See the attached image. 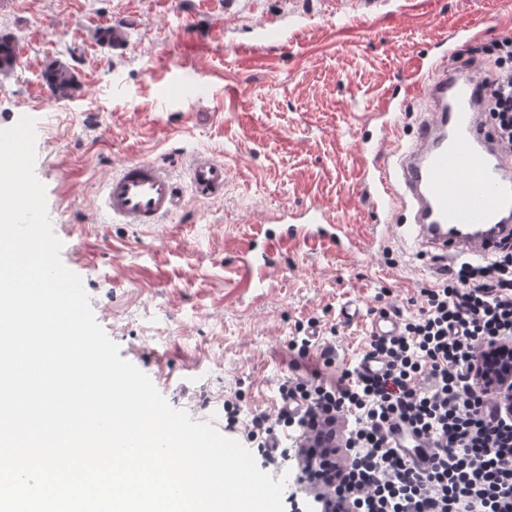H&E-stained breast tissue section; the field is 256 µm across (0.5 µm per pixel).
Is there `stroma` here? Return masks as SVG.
<instances>
[{
	"label": "stroma",
	"mask_w": 512,
	"mask_h": 512,
	"mask_svg": "<svg viewBox=\"0 0 512 512\" xmlns=\"http://www.w3.org/2000/svg\"><path fill=\"white\" fill-rule=\"evenodd\" d=\"M108 26L121 44L98 41ZM0 30L19 59L0 75V129L36 122L35 174L62 262L120 357L172 407L220 429L225 399L273 415L279 383L310 376L288 349L298 326L317 323L332 379L362 358L376 310L418 311L433 261L380 223L364 183L379 158L362 147L378 136L369 115L399 104L396 135L413 137L420 106L403 96L419 58L512 39V0H386L374 18L351 0H0ZM54 61L76 76L69 99L43 80ZM199 153L227 166L223 197L195 198ZM137 159L184 191L148 231L99 211L104 183ZM312 201L347 224L350 243L282 246L264 287L239 288L261 218ZM350 302L362 315L347 323Z\"/></svg>",
	"instance_id": "obj_1"
}]
</instances>
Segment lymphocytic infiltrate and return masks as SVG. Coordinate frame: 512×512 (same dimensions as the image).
Returning a JSON list of instances; mask_svg holds the SVG:
<instances>
[{
	"instance_id": "1",
	"label": "lymphocytic infiltrate",
	"mask_w": 512,
	"mask_h": 512,
	"mask_svg": "<svg viewBox=\"0 0 512 512\" xmlns=\"http://www.w3.org/2000/svg\"><path fill=\"white\" fill-rule=\"evenodd\" d=\"M486 107L512 148V42L496 46ZM418 313L368 352L383 372L320 373L279 385L276 419L225 401L228 426L243 424L268 462L290 456L333 480L330 496L353 512H512V418L476 381L480 352L512 340V245L484 262H462L422 289ZM405 427L432 448L416 469L392 444Z\"/></svg>"
}]
</instances>
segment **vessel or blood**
I'll use <instances>...</instances> for the list:
<instances>
[{
	"instance_id": "vessel-or-blood-1",
	"label": "vessel or blood",
	"mask_w": 512,
	"mask_h": 512,
	"mask_svg": "<svg viewBox=\"0 0 512 512\" xmlns=\"http://www.w3.org/2000/svg\"><path fill=\"white\" fill-rule=\"evenodd\" d=\"M486 92L482 60L421 61L405 91L425 104L416 138L396 142L381 165L364 172L376 210L387 217L393 202H401L409 214L404 240L444 261L482 259L512 239V151L500 144L484 110ZM189 179L194 195L206 201L223 195L226 170L200 155ZM181 202L177 182L155 162L134 160L105 183L102 210L113 222L151 227ZM266 221L286 230L265 233L259 259L243 266L241 287H263L274 251L287 241L308 246L347 234L316 202L297 212L279 209Z\"/></svg>"
}]
</instances>
